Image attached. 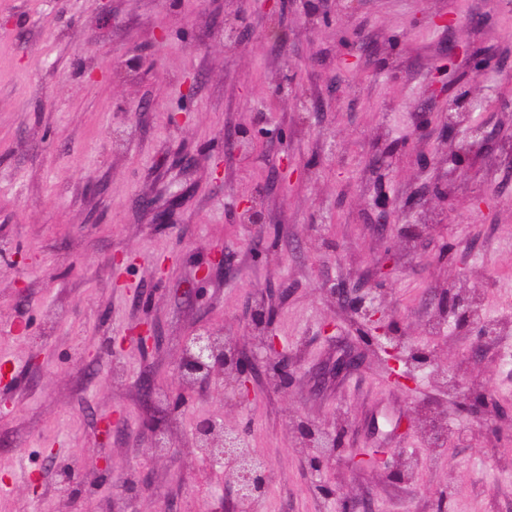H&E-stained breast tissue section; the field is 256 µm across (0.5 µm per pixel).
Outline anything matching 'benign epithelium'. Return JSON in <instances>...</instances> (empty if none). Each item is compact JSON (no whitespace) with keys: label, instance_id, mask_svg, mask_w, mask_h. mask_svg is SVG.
I'll use <instances>...</instances> for the list:
<instances>
[{"label":"benign epithelium","instance_id":"benign-epithelium-1","mask_svg":"<svg viewBox=\"0 0 512 512\" xmlns=\"http://www.w3.org/2000/svg\"><path fill=\"white\" fill-rule=\"evenodd\" d=\"M340 293L349 298L354 311L367 325L375 345L394 363H399L400 348L405 344V337L398 333L395 326L385 324L382 300L368 288H343ZM442 315L459 329H479L481 336H487L476 299L471 296L460 294L448 298ZM127 344L143 351L159 347L160 336L156 325L149 321L140 324L111 343L109 355L117 356ZM260 363L282 387L294 374V366L270 333L264 336L261 350L247 359L224 337L223 332L208 327L193 330L185 338L181 354L175 362L174 373L179 380L180 390L172 397L173 408L181 407L187 392L200 388H209L224 395L229 393L240 403L249 401L253 392L252 374ZM451 382L459 397L460 413H472L474 403L469 388L454 376ZM297 432L309 447L315 449L312 466L316 473L321 472L325 463L335 458L336 451L342 447L340 431H332L312 420L300 421ZM194 438L196 447L212 462L229 463L225 470V486L238 505L246 506L262 495L269 483L270 469L264 459L243 452L247 447L244 429L228 426L221 418H205L196 423Z\"/></svg>","mask_w":512,"mask_h":512}]
</instances>
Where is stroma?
Instances as JSON below:
<instances>
[{
  "instance_id": "stroma-1",
  "label": "stroma",
  "mask_w": 512,
  "mask_h": 512,
  "mask_svg": "<svg viewBox=\"0 0 512 512\" xmlns=\"http://www.w3.org/2000/svg\"><path fill=\"white\" fill-rule=\"evenodd\" d=\"M310 2L0 0V512H339L300 416L343 431L324 479L364 512H512V0H348L327 19ZM452 42L499 61L467 83L460 121L492 137L458 165L460 135L418 129L425 108H446L432 91ZM383 194L397 204L388 224ZM245 200L263 223H243ZM219 252L229 271L198 281ZM117 254L132 259L123 288ZM377 277L387 321L486 397L482 415L457 414L430 372L407 392L391 383L335 293ZM184 280L199 295L175 297ZM459 293L496 336L443 324ZM259 309L298 367L291 384L262 370L247 405L202 389L172 410L184 338L211 327L253 353ZM147 318L160 348L104 356ZM347 349L361 362L335 374ZM426 412L446 423L443 443ZM213 416L246 430L271 470L241 509L195 447ZM156 433L173 454L151 452ZM367 448L385 465L347 464ZM68 462L83 474L70 496ZM399 463L408 475L389 479Z\"/></svg>"
}]
</instances>
